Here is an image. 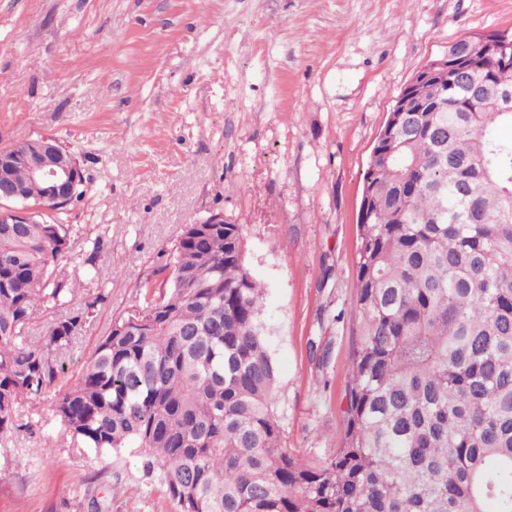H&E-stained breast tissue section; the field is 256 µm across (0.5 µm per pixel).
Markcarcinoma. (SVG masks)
Returning <instances> with one entry per match:
<instances>
[{"label": "carcinoma", "mask_w": 512, "mask_h": 512, "mask_svg": "<svg viewBox=\"0 0 512 512\" xmlns=\"http://www.w3.org/2000/svg\"><path fill=\"white\" fill-rule=\"evenodd\" d=\"M466 57V86H418L391 112L364 173L351 316L358 343L341 444L322 461L287 446L279 371L261 320L265 287L239 224H187L115 318L80 376L75 339L106 297L78 308L57 277L76 225L41 211L18 161L8 183L33 208L0 223V437L55 389L80 452L131 450L178 512H512V36ZM44 333L32 335L37 314Z\"/></svg>", "instance_id": "1"}]
</instances>
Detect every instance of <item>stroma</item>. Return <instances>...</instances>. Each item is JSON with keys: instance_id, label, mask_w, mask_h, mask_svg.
<instances>
[{"instance_id": "obj_1", "label": "stroma", "mask_w": 512, "mask_h": 512, "mask_svg": "<svg viewBox=\"0 0 512 512\" xmlns=\"http://www.w3.org/2000/svg\"><path fill=\"white\" fill-rule=\"evenodd\" d=\"M512 35V0H0V147L52 136L86 192L58 267L76 308L89 266L107 299L66 358L76 380L183 225H242L267 286L288 445L327 459L344 431L357 338L363 174L400 91L475 34ZM101 248H94V240ZM328 363H320L322 351ZM0 441V512H177L134 453L94 458L62 434L51 395Z\"/></svg>"}]
</instances>
